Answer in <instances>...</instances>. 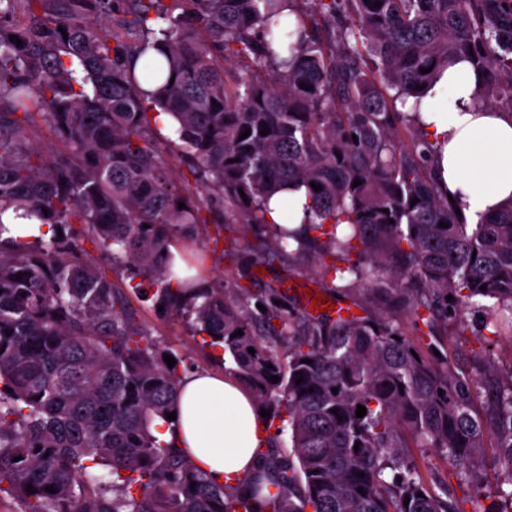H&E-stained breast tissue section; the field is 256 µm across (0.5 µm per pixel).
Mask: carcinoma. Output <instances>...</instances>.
<instances>
[{
    "mask_svg": "<svg viewBox=\"0 0 512 512\" xmlns=\"http://www.w3.org/2000/svg\"><path fill=\"white\" fill-rule=\"evenodd\" d=\"M297 2L0 0V213L53 228L0 243V494L19 512H457L447 487L422 481L405 433L452 461L473 512H491L480 494L494 438L497 496L512 506V376L492 378L491 357L482 377L456 373L405 323L446 325L479 300L483 328L512 336V202L465 223L404 111L463 58L483 79L474 107L512 116V0ZM163 113L194 195L169 176ZM38 116L65 152L30 143ZM289 182L309 199L295 230L265 217ZM204 211L235 216L243 238L268 224L270 255L312 257L381 310L315 317L275 288H216L194 252L198 279L172 288V239L193 240ZM86 234L134 294L188 318L286 414L291 451L262 453L244 488L212 484L161 437L179 375L125 289L82 258Z\"/></svg>",
    "mask_w": 512,
    "mask_h": 512,
    "instance_id": "carcinoma-1",
    "label": "carcinoma"
}]
</instances>
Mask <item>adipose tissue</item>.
I'll list each match as a JSON object with an SVG mask.
<instances>
[{"instance_id":"1","label":"adipose tissue","mask_w":512,"mask_h":512,"mask_svg":"<svg viewBox=\"0 0 512 512\" xmlns=\"http://www.w3.org/2000/svg\"><path fill=\"white\" fill-rule=\"evenodd\" d=\"M480 81L468 61L446 70L419 106L420 126L433 144L441 188L467 223L512 201V116L478 110ZM307 189L289 186L268 203L274 224L303 220ZM172 437L211 482L242 486L268 437L261 409L236 376L195 370L181 374Z\"/></svg>"}]
</instances>
